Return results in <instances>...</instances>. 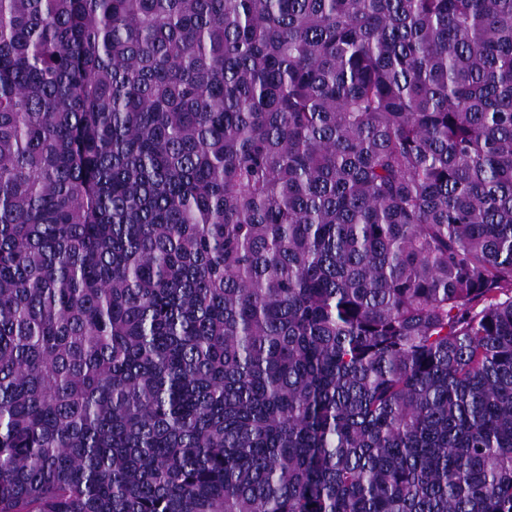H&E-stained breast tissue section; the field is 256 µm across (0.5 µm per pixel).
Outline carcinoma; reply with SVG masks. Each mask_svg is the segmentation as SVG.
Returning a JSON list of instances; mask_svg holds the SVG:
<instances>
[{"mask_svg":"<svg viewBox=\"0 0 512 512\" xmlns=\"http://www.w3.org/2000/svg\"><path fill=\"white\" fill-rule=\"evenodd\" d=\"M0 512H512V0H0Z\"/></svg>","mask_w":512,"mask_h":512,"instance_id":"1","label":"carcinoma"}]
</instances>
